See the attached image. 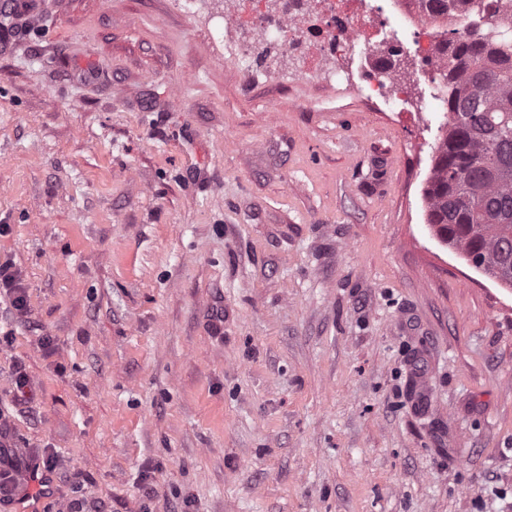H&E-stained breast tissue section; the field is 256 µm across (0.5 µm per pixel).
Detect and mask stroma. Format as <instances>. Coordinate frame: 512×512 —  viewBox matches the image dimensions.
<instances>
[{
	"label": "stroma",
	"instance_id": "obj_1",
	"mask_svg": "<svg viewBox=\"0 0 512 512\" xmlns=\"http://www.w3.org/2000/svg\"><path fill=\"white\" fill-rule=\"evenodd\" d=\"M224 2L6 12V455L44 512H512V289L426 222L433 71L248 75ZM9 303L16 314L27 311V296L22 284L21 273L9 259L0 260V299Z\"/></svg>",
	"mask_w": 512,
	"mask_h": 512
}]
</instances>
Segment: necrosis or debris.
<instances>
[{
  "mask_svg": "<svg viewBox=\"0 0 512 512\" xmlns=\"http://www.w3.org/2000/svg\"><path fill=\"white\" fill-rule=\"evenodd\" d=\"M281 16L269 17L262 0H238L224 13V44L242 69L253 63L252 38H261L282 51L301 52L313 59L314 70L328 81L344 80L342 59L353 56L362 27H370L386 51H372L362 61L370 95L400 101L410 96L408 85L397 82L395 56L409 23H416L414 50L428 66L441 57L432 21L417 22L412 0H284Z\"/></svg>",
  "mask_w": 512,
  "mask_h": 512,
  "instance_id": "necrosis-or-debris-1",
  "label": "necrosis or debris"
}]
</instances>
